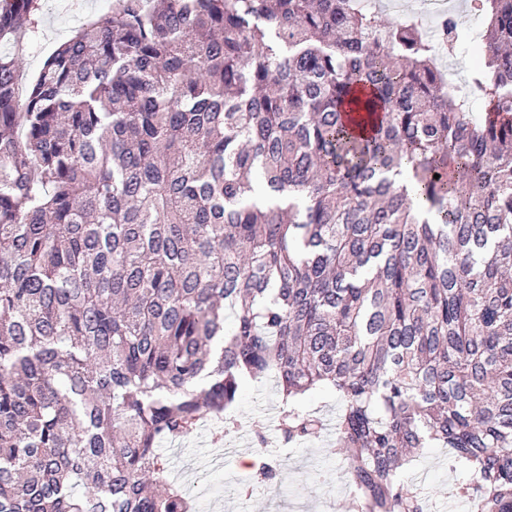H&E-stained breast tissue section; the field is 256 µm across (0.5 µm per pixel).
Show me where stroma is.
Masks as SVG:
<instances>
[{"label": "stroma", "mask_w": 512, "mask_h": 512, "mask_svg": "<svg viewBox=\"0 0 512 512\" xmlns=\"http://www.w3.org/2000/svg\"><path fill=\"white\" fill-rule=\"evenodd\" d=\"M107 8L108 0H65L59 10L43 0L32 38L41 51L21 55L22 87H29L45 56ZM235 408L239 427L229 435H222L220 426L206 416L184 438L157 445L169 473L193 487L201 512H351L353 492L347 463L342 455L331 452V432L299 445H285L278 430L280 401L269 379L245 384ZM258 425L266 438L261 447L255 443ZM260 455L277 466L273 483L250 479L249 462ZM403 477L422 488L432 512H468L466 504L448 494L451 486L467 480L468 475L449 466L447 449H425Z\"/></svg>", "instance_id": "1"}]
</instances>
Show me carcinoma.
Masks as SVG:
<instances>
[{"mask_svg":"<svg viewBox=\"0 0 512 512\" xmlns=\"http://www.w3.org/2000/svg\"><path fill=\"white\" fill-rule=\"evenodd\" d=\"M482 3L478 117L354 0H111L22 109L0 52V512H188L157 443L232 432L261 375L288 445L336 397L357 512H429L397 469L432 445L512 512V0ZM39 6L0 0V44Z\"/></svg>","mask_w":512,"mask_h":512,"instance_id":"carcinoma-1","label":"carcinoma"}]
</instances>
